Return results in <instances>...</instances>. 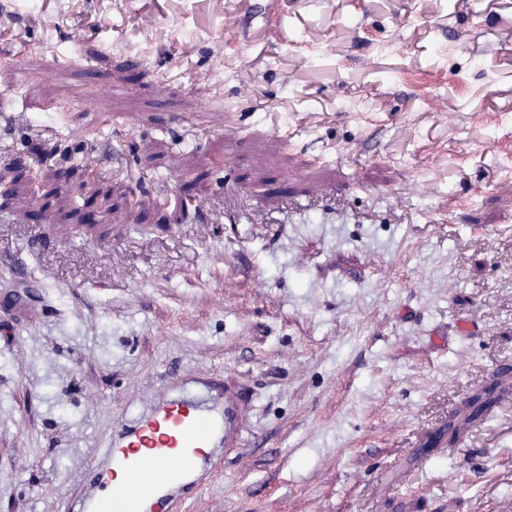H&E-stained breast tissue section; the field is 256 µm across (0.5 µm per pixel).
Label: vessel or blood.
<instances>
[{"mask_svg":"<svg viewBox=\"0 0 512 512\" xmlns=\"http://www.w3.org/2000/svg\"><path fill=\"white\" fill-rule=\"evenodd\" d=\"M251 397L232 382L189 380L119 423L66 512H186L222 459L246 444Z\"/></svg>","mask_w":512,"mask_h":512,"instance_id":"b4317fda","label":"vessel or blood"}]
</instances>
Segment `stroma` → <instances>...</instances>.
I'll list each match as a JSON object with an SVG mask.
<instances>
[{"label":"stroma","instance_id":"stroma-1","mask_svg":"<svg viewBox=\"0 0 512 512\" xmlns=\"http://www.w3.org/2000/svg\"><path fill=\"white\" fill-rule=\"evenodd\" d=\"M12 164L0 512H61L179 375L253 395L188 512L512 503V402L438 438L512 365V0H0Z\"/></svg>","mask_w":512,"mask_h":512}]
</instances>
